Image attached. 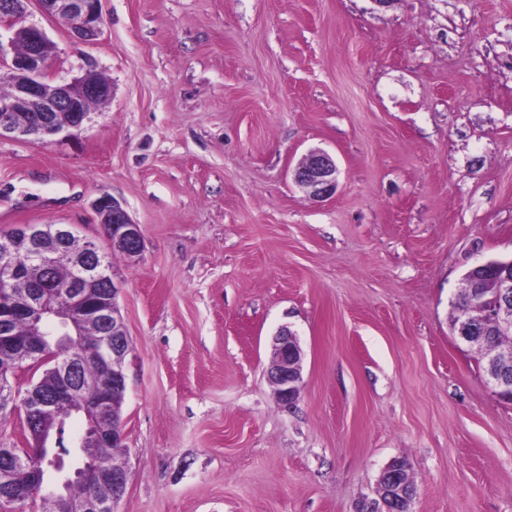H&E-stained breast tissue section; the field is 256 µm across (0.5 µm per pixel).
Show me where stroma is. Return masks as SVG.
<instances>
[{
  "label": "stroma",
  "instance_id": "1",
  "mask_svg": "<svg viewBox=\"0 0 512 512\" xmlns=\"http://www.w3.org/2000/svg\"><path fill=\"white\" fill-rule=\"evenodd\" d=\"M26 20L49 82L90 60L112 96L73 137L0 138V230L103 241L107 194L144 238L113 258L119 512H363L398 458L413 512H512V402L450 328L468 268L512 257V0H102L91 43ZM314 149L322 201L291 177ZM292 174L293 181L314 199H327L336 193L339 169L333 157L325 151H310ZM304 352L297 334L282 326L272 339L271 360L266 371L278 400L291 404L303 381Z\"/></svg>",
  "mask_w": 512,
  "mask_h": 512
}]
</instances>
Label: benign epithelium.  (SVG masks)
Segmentation results:
<instances>
[{"mask_svg":"<svg viewBox=\"0 0 512 512\" xmlns=\"http://www.w3.org/2000/svg\"><path fill=\"white\" fill-rule=\"evenodd\" d=\"M102 0H36L41 13L64 27L80 42H93L101 34ZM30 0H0V73L7 75L10 92L0 97V137L9 134L17 139L44 138L78 133L89 119L90 106L112 96V86L103 84L95 64H86L82 76L63 83L52 84L46 74L53 59L54 46L46 31L36 24H24ZM339 169L333 157L322 150H314L304 156L293 169V181L305 189L310 197L323 200L336 193ZM99 223L111 225L108 248L135 259L143 251L140 225L136 224L121 204L108 195L94 202ZM67 244L71 250V264L76 277V287L89 291L102 283L112 281V299H103L96 310L87 311L85 294L77 292L62 298L53 293H35L20 297L15 294L14 281L22 275L12 262L18 246L40 259L55 256L54 245ZM472 290L494 331L512 334V275L504 276L492 294H487L478 282ZM121 291V281L105 263L104 254L87 245L71 224H22L12 235L0 238V347H16L13 336L7 332L8 321L17 312L25 314L32 323L33 336L43 335V325L53 326L49 335L58 337V344H68V337L76 336L89 321L112 323V335L106 337L98 350L80 348L68 360H60L44 347L45 341L21 348V352L33 358L52 361L50 368L59 372L64 386L57 396L46 398L30 389L18 398L15 385L0 383V415L23 407L26 413L25 447L0 448V486L7 489L8 504L25 506L27 492L13 484V473L18 467L38 453L48 459H57L55 450L59 428L43 415V409L74 390L84 393L80 408L73 410L88 422V430L96 441L125 442V420L115 404L107 403L82 383L83 367L94 364L100 373L112 381L115 388H127L124 370L129 354V337L123 317L114 300ZM454 336L465 346L480 342L483 332L466 312L455 320ZM304 352L297 334L289 327H281L272 339L271 360L266 371L277 398L284 404L294 401L303 381ZM488 385L497 395L512 390V370L494 354L488 360ZM403 460L392 461L381 473L377 483L379 506L371 512H412L416 496L413 488L396 483L395 473ZM38 481L50 487L44 498L46 512H118L129 482V469L122 461L111 470H100L91 465L86 456L69 469L49 466L36 470ZM79 480L98 486L94 499L69 497V486Z\"/></svg>","mask_w":512,"mask_h":512,"instance_id":"obj_1","label":"benign epithelium"}]
</instances>
